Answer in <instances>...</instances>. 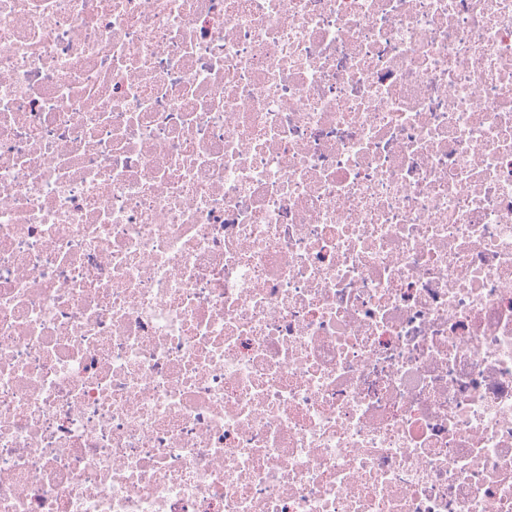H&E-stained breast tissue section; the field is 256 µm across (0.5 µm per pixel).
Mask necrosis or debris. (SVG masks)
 Masks as SVG:
<instances>
[{
	"mask_svg": "<svg viewBox=\"0 0 512 512\" xmlns=\"http://www.w3.org/2000/svg\"><path fill=\"white\" fill-rule=\"evenodd\" d=\"M0 512H512V0H0Z\"/></svg>",
	"mask_w": 512,
	"mask_h": 512,
	"instance_id": "1",
	"label": "necrosis or debris"
}]
</instances>
